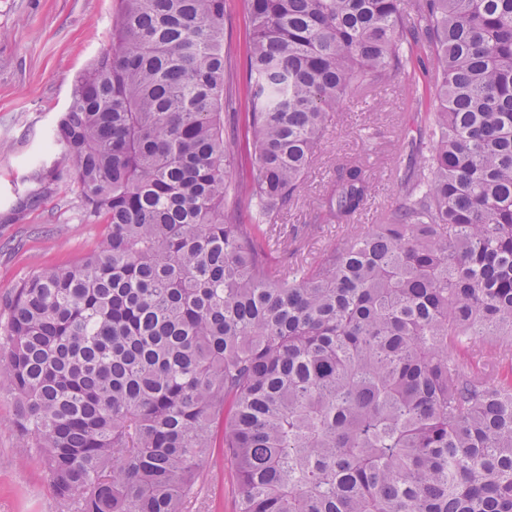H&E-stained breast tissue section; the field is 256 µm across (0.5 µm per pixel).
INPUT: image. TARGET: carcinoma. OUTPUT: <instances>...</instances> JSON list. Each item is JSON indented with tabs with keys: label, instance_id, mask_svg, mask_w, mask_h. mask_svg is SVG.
Wrapping results in <instances>:
<instances>
[{
	"label": "carcinoma",
	"instance_id": "obj_1",
	"mask_svg": "<svg viewBox=\"0 0 512 512\" xmlns=\"http://www.w3.org/2000/svg\"><path fill=\"white\" fill-rule=\"evenodd\" d=\"M225 0H114L51 142L105 225L0 326V392L67 512H192L214 449L236 512H512V0H245L256 174L232 179ZM422 70L415 165L308 266L267 225L348 91ZM341 165L317 212L372 196Z\"/></svg>",
	"mask_w": 512,
	"mask_h": 512
}]
</instances>
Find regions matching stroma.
Returning <instances> with one entry per match:
<instances>
[{"mask_svg": "<svg viewBox=\"0 0 512 512\" xmlns=\"http://www.w3.org/2000/svg\"><path fill=\"white\" fill-rule=\"evenodd\" d=\"M249 20L242 0H226L224 71L238 94ZM112 44V0H0V325L14 288L51 266L77 265L95 251L104 227L84 220L81 193L52 169L62 151L50 136L76 76ZM427 80L398 77L358 88L336 110L306 179L276 230L302 234L295 262L309 264L349 229L312 225L314 210L337 167L361 163L375 193L356 223H378L396 193L405 148L416 132L417 100L432 94ZM17 406L0 394V512H61L42 459L19 447Z\"/></svg>", "mask_w": 512, "mask_h": 512, "instance_id": "1", "label": "stroma"}]
</instances>
